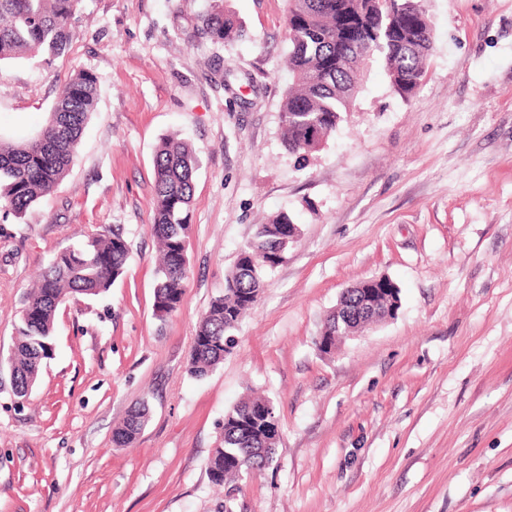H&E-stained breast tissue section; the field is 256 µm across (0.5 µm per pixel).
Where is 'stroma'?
<instances>
[{
	"label": "stroma",
	"instance_id": "35a3bbf8",
	"mask_svg": "<svg viewBox=\"0 0 512 512\" xmlns=\"http://www.w3.org/2000/svg\"><path fill=\"white\" fill-rule=\"evenodd\" d=\"M244 39L199 29L214 5ZM428 73L400 96L365 76L300 164L282 140L294 75L288 0H82L68 52L0 64V136L29 138L65 80L99 78L68 176L18 219L0 210V512H512V0H424ZM185 138L198 166L190 271L154 315L153 158ZM299 227L206 378L193 336L258 224ZM117 226L123 276L58 308L26 399L9 354L23 293L82 231ZM386 276L395 319L336 351L315 339L341 291ZM276 405L273 465L235 493L208 459L250 392ZM148 398L131 447L112 429Z\"/></svg>",
	"mask_w": 512,
	"mask_h": 512
}]
</instances>
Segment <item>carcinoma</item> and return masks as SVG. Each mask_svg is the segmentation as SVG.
<instances>
[{
    "label": "carcinoma",
    "instance_id": "carcinoma-1",
    "mask_svg": "<svg viewBox=\"0 0 512 512\" xmlns=\"http://www.w3.org/2000/svg\"><path fill=\"white\" fill-rule=\"evenodd\" d=\"M81 0H0V63L17 58L45 62L64 55L74 37ZM206 33L233 42L244 29L229 10L204 16ZM288 69L297 80L282 103L286 149L307 156L336 132L364 71L382 61L394 89L406 98L420 88L433 50V28L423 0H288ZM99 95L98 77L80 71L66 81L42 128L31 138H0V208L20 218L67 175ZM196 159L189 144L175 136L163 140L154 157L155 198L152 231L158 245L154 307L164 317L175 312L189 273L187 239ZM293 219L286 213L257 225L224 277L193 338L187 371L195 378L212 372L236 345L232 331L254 307L268 271L285 258ZM129 249L120 229H91L77 246L56 254L26 293L24 309L33 317L17 326L11 354L14 393L28 395L53 350L58 307L69 296H98L124 273ZM269 398L251 395L224 415L221 441L208 462L211 481L232 490L244 470L271 466L257 449L280 430L279 419L265 417ZM148 401L136 403L112 432L117 448L130 445L147 424Z\"/></svg>",
    "mask_w": 512,
    "mask_h": 512
}]
</instances>
